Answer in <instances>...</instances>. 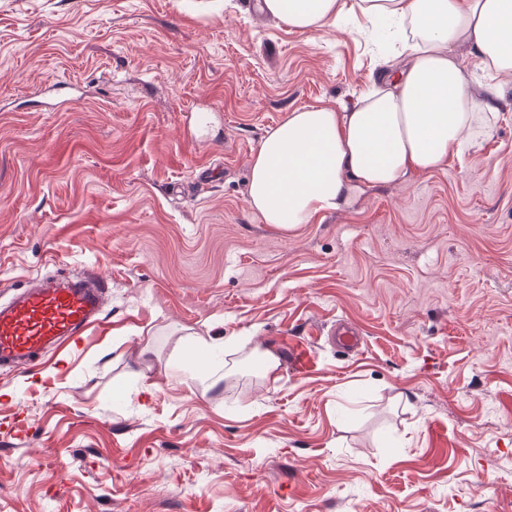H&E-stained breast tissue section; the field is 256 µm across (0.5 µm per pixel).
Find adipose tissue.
<instances>
[{"label": "adipose tissue", "mask_w": 512, "mask_h": 512, "mask_svg": "<svg viewBox=\"0 0 512 512\" xmlns=\"http://www.w3.org/2000/svg\"><path fill=\"white\" fill-rule=\"evenodd\" d=\"M297 29L335 27L345 10L363 24H387L405 65L388 90L353 105L293 109L267 131L248 182L251 209L291 231L350 201L358 186H384L441 167L469 147L476 119L495 118L499 86L474 89L449 46L467 43L483 69L512 73V0H264Z\"/></svg>", "instance_id": "obj_1"}]
</instances>
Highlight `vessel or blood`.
<instances>
[{
	"label": "vessel or blood",
	"instance_id": "1",
	"mask_svg": "<svg viewBox=\"0 0 512 512\" xmlns=\"http://www.w3.org/2000/svg\"><path fill=\"white\" fill-rule=\"evenodd\" d=\"M104 300L101 287L62 274L0 305V366L26 365L45 349L79 345L98 324Z\"/></svg>",
	"mask_w": 512,
	"mask_h": 512
}]
</instances>
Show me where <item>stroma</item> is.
Listing matches in <instances>:
<instances>
[{
    "label": "stroma",
    "mask_w": 512,
    "mask_h": 512,
    "mask_svg": "<svg viewBox=\"0 0 512 512\" xmlns=\"http://www.w3.org/2000/svg\"><path fill=\"white\" fill-rule=\"evenodd\" d=\"M397 63L349 13L0 0V302L107 286L78 348L0 371V423L27 417L0 512H512V75L441 169L292 231L246 201L271 127ZM198 336L224 342L213 387ZM267 12L297 29L334 28L345 13L344 0H264Z\"/></svg>",
    "instance_id": "obj_1"
}]
</instances>
